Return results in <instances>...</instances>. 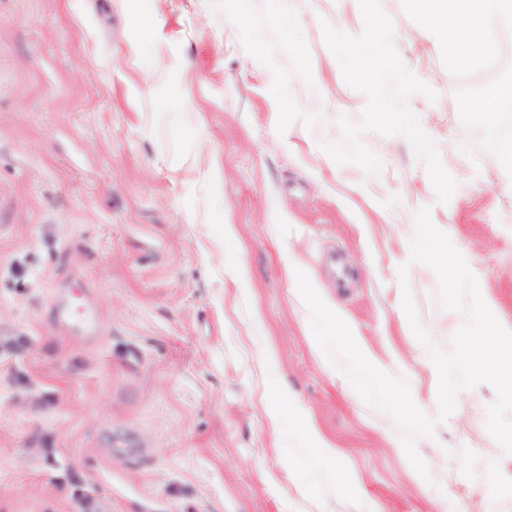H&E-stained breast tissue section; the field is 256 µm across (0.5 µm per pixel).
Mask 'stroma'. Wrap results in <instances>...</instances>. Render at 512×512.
Returning a JSON list of instances; mask_svg holds the SVG:
<instances>
[{"instance_id":"35a3bbf8","label":"stroma","mask_w":512,"mask_h":512,"mask_svg":"<svg viewBox=\"0 0 512 512\" xmlns=\"http://www.w3.org/2000/svg\"><path fill=\"white\" fill-rule=\"evenodd\" d=\"M381 6L438 94L409 107L458 183L445 204L404 136L362 134L376 173L324 149L368 102L321 29L362 31L358 0H0V512H77L73 473L98 512H512V454L485 426L493 387L462 391L418 439L426 483L345 359L312 341L289 275L429 414L438 374L398 274L418 209L512 329V112L473 124L482 99L463 83L486 65L449 67L405 0ZM409 266L419 320L447 345L467 317ZM70 304L97 330L61 325Z\"/></svg>"}]
</instances>
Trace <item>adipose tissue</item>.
I'll return each instance as SVG.
<instances>
[{
    "instance_id": "1",
    "label": "adipose tissue",
    "mask_w": 512,
    "mask_h": 512,
    "mask_svg": "<svg viewBox=\"0 0 512 512\" xmlns=\"http://www.w3.org/2000/svg\"><path fill=\"white\" fill-rule=\"evenodd\" d=\"M421 29L448 52V64L484 57L495 37L512 30V0H407Z\"/></svg>"
}]
</instances>
